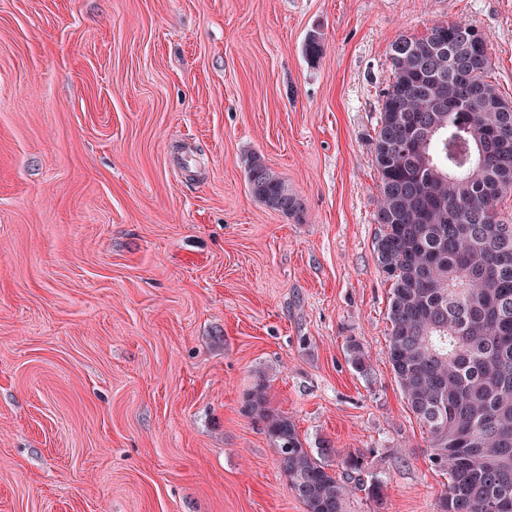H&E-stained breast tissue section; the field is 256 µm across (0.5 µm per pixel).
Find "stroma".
<instances>
[{"instance_id": "1", "label": "stroma", "mask_w": 512, "mask_h": 512, "mask_svg": "<svg viewBox=\"0 0 512 512\" xmlns=\"http://www.w3.org/2000/svg\"><path fill=\"white\" fill-rule=\"evenodd\" d=\"M456 20L512 100V0H0V512H305L259 383L363 456L383 500L345 512H436L372 142L395 41ZM254 153L300 213L252 196Z\"/></svg>"}]
</instances>
